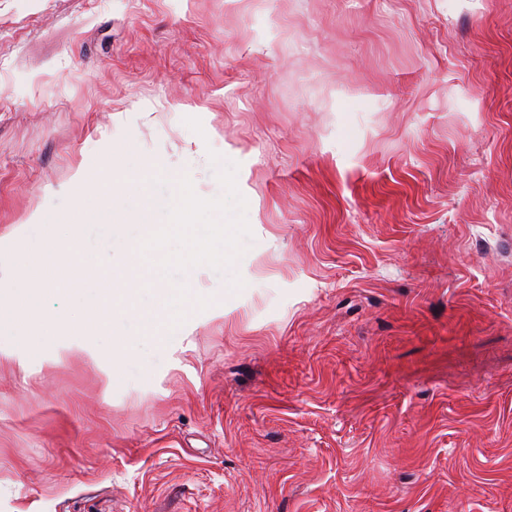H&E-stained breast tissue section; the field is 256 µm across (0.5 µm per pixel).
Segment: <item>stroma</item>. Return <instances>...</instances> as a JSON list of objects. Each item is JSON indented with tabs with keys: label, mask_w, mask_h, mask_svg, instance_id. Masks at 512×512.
Segmentation results:
<instances>
[{
	"label": "stroma",
	"mask_w": 512,
	"mask_h": 512,
	"mask_svg": "<svg viewBox=\"0 0 512 512\" xmlns=\"http://www.w3.org/2000/svg\"><path fill=\"white\" fill-rule=\"evenodd\" d=\"M127 147L253 238L111 382L0 356V512H512V0H0V238Z\"/></svg>",
	"instance_id": "obj_1"
}]
</instances>
